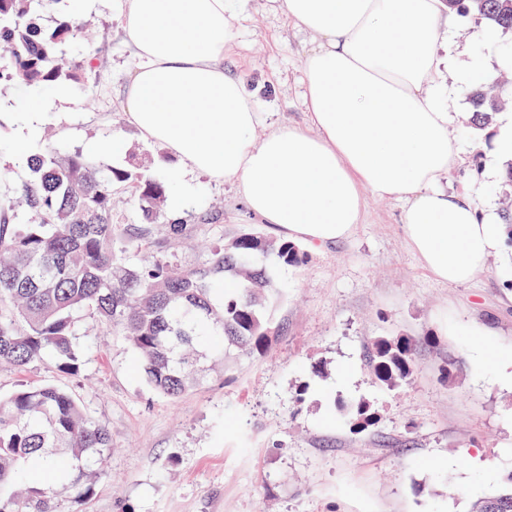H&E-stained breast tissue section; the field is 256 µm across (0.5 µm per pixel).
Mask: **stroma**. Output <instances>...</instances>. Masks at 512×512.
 Instances as JSON below:
<instances>
[{
	"mask_svg": "<svg viewBox=\"0 0 512 512\" xmlns=\"http://www.w3.org/2000/svg\"><path fill=\"white\" fill-rule=\"evenodd\" d=\"M122 0H95L86 35L73 55L93 54L86 90L55 102L44 124L62 150L120 136L130 157L152 156L165 176L175 163L126 121L123 105L136 56L119 13ZM224 72L244 81L266 121L265 135L284 124L310 129L302 64L320 39L288 20L278 0H250ZM483 26L456 22L459 60L481 59L497 73L500 48L512 34L484 40ZM458 115L448 135L466 161L481 151L467 125V92L451 95ZM182 216L195 230L169 238L153 227L151 253L191 266L211 246L256 225L232 184L188 177ZM404 203L364 195L362 221L345 240L306 248L297 268L279 272L281 295L270 309L279 328L267 355L225 351L212 362L197 343L202 381L170 399L152 391L124 337L85 324L76 342L80 369L71 375L46 360L25 369L0 366V395L50 384L72 392L112 437L104 473L92 495L64 493L58 512H467L472 500L496 488L486 476L512 470V385H495L490 370L512 350V290L501 263L490 258L472 281L438 282L402 230ZM215 213L214 223L200 216ZM457 332L447 335L446 322ZM419 339L413 382L380 387L367 350L381 335ZM485 367L473 362L475 350ZM307 392L295 404L299 387ZM369 399L379 423L356 434L340 421L339 401Z\"/></svg>",
	"mask_w": 512,
	"mask_h": 512,
	"instance_id": "1",
	"label": "stroma"
}]
</instances>
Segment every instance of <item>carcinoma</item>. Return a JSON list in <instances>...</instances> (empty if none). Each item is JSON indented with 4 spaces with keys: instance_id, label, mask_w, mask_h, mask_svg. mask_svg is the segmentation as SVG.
<instances>
[{
    "instance_id": "cac0c4a2",
    "label": "carcinoma",
    "mask_w": 512,
    "mask_h": 512,
    "mask_svg": "<svg viewBox=\"0 0 512 512\" xmlns=\"http://www.w3.org/2000/svg\"><path fill=\"white\" fill-rule=\"evenodd\" d=\"M447 4L512 31V0ZM64 6L65 0H0V88L51 89L89 68L88 57L65 61L80 27ZM508 96L495 79H479L469 92L470 130L491 125ZM26 167L28 179L0 199V362L22 369L49 357L75 374L81 357L75 329L90 320L124 337L140 356L146 383L176 398L199 384L182 353L195 341L210 339L220 357L226 344L244 356L267 352L278 333L269 305L280 289L254 262L269 256L279 266L298 267L305 259L300 245L252 231L215 246L196 266L159 256L136 261L132 254L143 251L169 199L167 183L141 163L104 166L50 145L32 153ZM120 190L137 200L144 223H112ZM226 276L240 288L221 287ZM417 343L405 335L373 339L368 354L380 386L411 383ZM341 411L355 433L379 422L366 400ZM110 448L105 425L62 389L26 387L0 399V512H56L60 489L88 498ZM33 467L51 472L57 487L26 482ZM469 512H512V471L497 490L477 496Z\"/></svg>"
}]
</instances>
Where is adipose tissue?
I'll return each mask as SVG.
<instances>
[{"label":"adipose tissue","mask_w":512,"mask_h":512,"mask_svg":"<svg viewBox=\"0 0 512 512\" xmlns=\"http://www.w3.org/2000/svg\"><path fill=\"white\" fill-rule=\"evenodd\" d=\"M249 0H125L124 31L136 49L123 111L176 167L172 215L186 202L185 174L233 183L247 209L292 240L323 245L350 236L363 190L405 203L403 232L442 283L470 282L488 258L512 271V226L477 206L499 159L512 157V114L485 131L491 152L458 194L442 187L460 161L448 136V72L455 63L445 0H281L297 25L320 36L304 61L313 132L263 123L224 56ZM48 104L28 99L14 113L16 160L28 154Z\"/></svg>","instance_id":"ef3b65f1"}]
</instances>
